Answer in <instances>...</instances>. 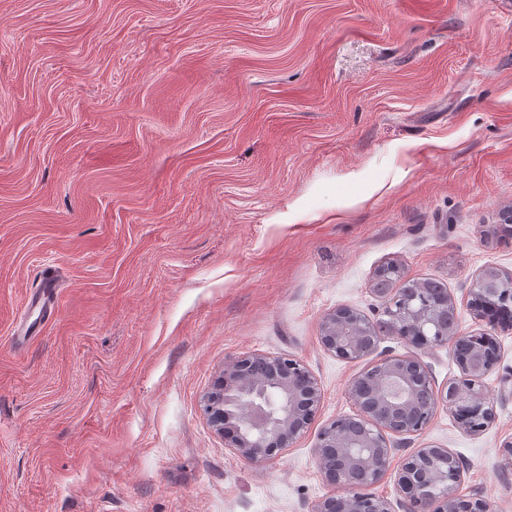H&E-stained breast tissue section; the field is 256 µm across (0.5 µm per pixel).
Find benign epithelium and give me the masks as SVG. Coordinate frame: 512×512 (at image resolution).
I'll return each instance as SVG.
<instances>
[{"mask_svg":"<svg viewBox=\"0 0 512 512\" xmlns=\"http://www.w3.org/2000/svg\"><path fill=\"white\" fill-rule=\"evenodd\" d=\"M401 273L398 264L382 266L374 291L384 298V314L391 331L417 346L448 342L463 348L458 362L462 371L443 391H436L428 372L415 357L390 358L357 375L349 392L360 408L359 418H338L318 435L316 453L324 479L341 492L324 498L315 512H393L391 504L364 492V488L389 472L393 451L389 436H419L429 426L442 403L455 414L468 408L463 426L470 432L485 430L495 419L485 394L484 379L500 359L498 343L491 336L484 344H472V335L452 328L442 333L448 313L456 310L452 296L434 304L405 299L384 288L380 279ZM503 274L486 269L470 289L469 307L491 305L509 297L498 283ZM376 323L361 312L338 307L321 324V343L337 357L359 361L370 356L381 341ZM321 400L317 382L299 360L286 355H247L224 363V374L205 398V410L224 444L251 463L263 462L290 447L315 417ZM465 465L446 448L427 445L408 454L396 475L404 512H489L482 499L459 493Z\"/></svg>","mask_w":512,"mask_h":512,"instance_id":"7a95c632","label":"benign epithelium"}]
</instances>
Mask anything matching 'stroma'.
<instances>
[{
  "label": "stroma",
  "mask_w": 512,
  "mask_h": 512,
  "mask_svg": "<svg viewBox=\"0 0 512 512\" xmlns=\"http://www.w3.org/2000/svg\"><path fill=\"white\" fill-rule=\"evenodd\" d=\"M512 11L499 0H0V512H314L335 489L320 430L361 371L413 356L436 389L452 345L386 336L328 352L339 306L383 319L377 270L445 284L493 336L496 419L439 406L396 451L467 463L512 512V329L475 318L512 274ZM58 315L12 342L40 271ZM300 360L321 401L269 460L224 445L204 398L225 361ZM503 276L504 275L496 269H486L477 278L474 287L470 289L471 299L468 302L469 307L479 317H482L479 313V305H491L497 301L502 302L505 298L507 299L509 297L510 293L502 292V288H495L502 280Z\"/></svg>",
  "instance_id": "35a3bbf8"
}]
</instances>
